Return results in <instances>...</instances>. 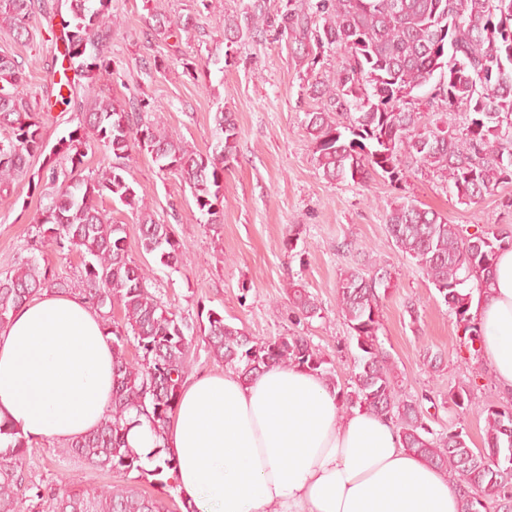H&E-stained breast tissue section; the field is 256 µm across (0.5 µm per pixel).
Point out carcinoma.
Returning a JSON list of instances; mask_svg holds the SVG:
<instances>
[{"label":"carcinoma","instance_id":"carcinoma-1","mask_svg":"<svg viewBox=\"0 0 512 512\" xmlns=\"http://www.w3.org/2000/svg\"><path fill=\"white\" fill-rule=\"evenodd\" d=\"M38 10H44L41 0H0V21L17 39H27ZM70 10L59 39L74 79L63 74L55 82L56 100L66 105L77 98L79 80H87L91 89L111 75L105 47L112 27L119 25L112 0H71ZM150 17L158 34L193 30L187 20L158 12ZM245 36L299 46L310 73L325 53H343L332 75L310 85L313 97L326 106L305 113L315 161L326 179L358 183L378 175L396 184L414 164L443 173L448 191L467 205L512 182V0H286L275 9L266 0H249L241 17L224 20L226 40ZM23 81L17 62L1 54L0 127H7L9 136L0 140V187L25 176L34 190L50 186L28 250L76 251L81 270L74 278L62 277L34 254L20 258L0 273V327L45 290L78 292L99 312L112 346V404L95 431L68 442L61 453L94 469L118 475L136 471L175 488L167 478L177 468L174 457L162 455L160 447L145 457L130 448V414L145 417L155 436L163 437L189 375L193 342L201 335L213 357L246 381L273 366L300 367L336 390L341 410L365 408L391 420L404 448L448 473L459 512H486L488 489L501 499L504 512H512V409H486L482 449L471 448L460 430L431 428L423 401L402 393L379 340L380 288L389 287L387 275L353 267L338 282L337 307L357 350L347 385L339 384L335 369L305 336L256 338L213 309L202 325L150 291L154 271L132 260L125 225L110 221L98 200L109 196L135 210L145 253L171 271L183 268L186 259L170 225L157 222L141 203L126 180L124 159L134 146L150 153L161 170L189 185L205 223L219 224L224 170L236 158L241 135L231 113H216L217 143L212 154L204 155L169 135L150 101L126 106L97 98L53 151L71 163L70 171L59 173L50 159L45 174L34 178L28 176L29 163L45 150L42 125L52 104L37 110V103L17 91ZM424 90L450 109L466 107L463 127L421 111ZM90 140L112 154V163L85 175L82 149ZM386 229L434 285L466 345L481 352L469 310L474 296L488 293L498 253L512 248V227L463 236L440 213L403 200L387 212ZM289 300L300 318L321 311L300 283L290 285ZM116 310L121 317H115ZM31 447V439L0 423V512H22L20 505L27 501L44 512H166L162 500L126 484L106 483L91 492L63 482L44 488L28 474Z\"/></svg>","mask_w":512,"mask_h":512}]
</instances>
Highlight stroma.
<instances>
[{"label": "stroma", "instance_id": "stroma-1", "mask_svg": "<svg viewBox=\"0 0 512 512\" xmlns=\"http://www.w3.org/2000/svg\"><path fill=\"white\" fill-rule=\"evenodd\" d=\"M247 0H153L171 18L192 17L191 41L155 34L144 0H112L122 18L109 44L112 73L94 94L125 102L147 99L162 112L167 132L193 149L211 152L213 117L232 112L241 131L235 160L224 172V220L205 223L188 186L162 172L151 155L132 148L126 178L157 221L170 225L189 259L182 272H156L152 290L177 313L194 318L215 309L226 322L260 338L309 337L336 369L339 383L350 377L354 342L336 306V285L355 264L387 270L390 284L381 301L379 340L397 366L404 393L436 398L430 425L466 433L470 447L483 448L488 405L510 406L483 357L463 344L460 331L433 285L398 251L386 230L391 204L410 198L468 231L512 224V183L499 185L475 205L459 203L445 178L409 169L399 183L379 177L362 183L323 178L303 125L318 102L305 82L306 65L289 44L243 38L224 40L220 17L241 13ZM50 17H36L29 40L0 28V54L15 59L28 96L44 100L57 54L55 36L69 16L70 0H48ZM208 64L206 78L193 79L185 62ZM44 200L20 179L0 191V273L25 255L31 226ZM305 284L322 307L318 317L296 319L289 282ZM443 352L431 368L426 352ZM466 390L471 404L455 407L452 393ZM51 439L34 441L32 478L94 488L118 474L80 466L57 456Z\"/></svg>", "mask_w": 512, "mask_h": 512}]
</instances>
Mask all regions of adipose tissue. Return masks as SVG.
Listing matches in <instances>:
<instances>
[{
    "mask_svg": "<svg viewBox=\"0 0 512 512\" xmlns=\"http://www.w3.org/2000/svg\"><path fill=\"white\" fill-rule=\"evenodd\" d=\"M470 314L512 393V249ZM111 402L112 348L84 295L43 292L0 329V421L68 441L96 429ZM128 443L174 456L180 497L195 512H459L447 476L404 448L392 421L341 411L335 391L299 368L194 377L163 437L143 423Z\"/></svg>",
    "mask_w": 512,
    "mask_h": 512,
    "instance_id": "ef3b65f1",
    "label": "adipose tissue"
}]
</instances>
